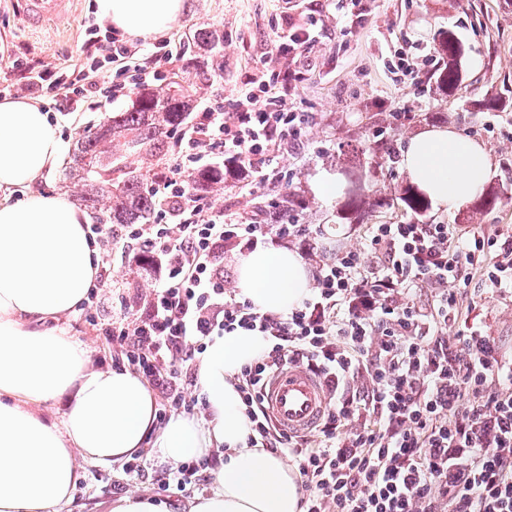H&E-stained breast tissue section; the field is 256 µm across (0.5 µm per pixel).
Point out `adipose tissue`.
Returning a JSON list of instances; mask_svg holds the SVG:
<instances>
[{
    "mask_svg": "<svg viewBox=\"0 0 512 512\" xmlns=\"http://www.w3.org/2000/svg\"><path fill=\"white\" fill-rule=\"evenodd\" d=\"M93 9L127 38L145 40L179 23L192 4L93 0ZM67 153L48 108L0 99V512H47L69 501L83 463L117 462L147 445L173 464L223 451L214 489L190 512H300L295 467L245 445L249 424L235 382L265 351L264 337L243 330L214 337L198 373L206 421L178 415L160 427L141 377L95 366L88 344L45 329L86 301L97 275L88 214L64 194L35 189ZM489 164L484 145L446 127L417 133L402 155L412 183L448 212L483 191ZM236 288L256 309L285 313L310 294L312 280L296 252L259 248L241 258ZM60 399L65 412L55 425L40 406Z\"/></svg>",
    "mask_w": 512,
    "mask_h": 512,
    "instance_id": "ef3b65f1",
    "label": "adipose tissue"
}]
</instances>
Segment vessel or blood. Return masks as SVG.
I'll return each mask as SVG.
<instances>
[{
  "label": "vessel or blood",
  "instance_id": "b4317fda",
  "mask_svg": "<svg viewBox=\"0 0 512 512\" xmlns=\"http://www.w3.org/2000/svg\"><path fill=\"white\" fill-rule=\"evenodd\" d=\"M71 0H20L19 14L27 25L38 26L66 14ZM267 402L274 423L292 431L312 429L328 404L324 381L300 368L274 375L267 387Z\"/></svg>",
  "mask_w": 512,
  "mask_h": 512
}]
</instances>
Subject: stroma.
Here are the masks:
<instances>
[{"label":"stroma","mask_w":512,"mask_h":512,"mask_svg":"<svg viewBox=\"0 0 512 512\" xmlns=\"http://www.w3.org/2000/svg\"><path fill=\"white\" fill-rule=\"evenodd\" d=\"M194 10L164 39L162 52L152 41L131 45L138 58H150L152 89L182 86L193 99V111L220 105L232 110L249 79L286 65V57L272 53L269 38L288 21L313 25L319 37L304 66V82L292 104L307 113L309 126L299 138L277 141L279 166L267 180L244 187L228 178L215 201L226 212L262 224L276 225L298 219L320 227L328 249L355 247L367 231L363 224L339 223L338 200L320 198L313 190L316 175L324 170L360 175L365 203L393 198L409 185L401 164L373 155L378 127H386L399 146L424 127H449L485 145L491 157L486 192L494 208H480L471 200L448 213L429 208L427 221L493 229L512 225V0H370L359 10L356 0H193ZM18 0H0V98L16 96L25 76L39 72L66 76L77 83V93L50 88L41 102L58 113L61 132L77 142L80 132L96 130L108 113L127 108L134 92L112 97L115 65L87 59L83 43L86 28L96 23L92 0H74L63 21L51 20L32 28L19 17ZM209 27L224 37V75L205 82L191 64L202 49L199 29ZM462 46L457 61L458 89L449 95L437 91L431 71L436 49L445 33ZM410 73L396 76L398 64ZM352 151H345V144ZM296 199L292 210L283 196ZM112 314L111 306L76 309L54 322L55 331L86 342L96 366L112 367L118 345L106 341L100 325ZM475 323L495 336L504 350H512V295L485 292L470 312ZM140 474L125 472V462L85 464L72 499L59 512H111L113 503L134 489L165 505L167 512H188L190 503L211 491L209 482L184 490H164L160 483L163 460L144 452Z\"/></svg>","instance_id":"1"}]
</instances>
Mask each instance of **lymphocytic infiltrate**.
<instances>
[{
    "label": "lymphocytic infiltrate",
    "mask_w": 512,
    "mask_h": 512,
    "mask_svg": "<svg viewBox=\"0 0 512 512\" xmlns=\"http://www.w3.org/2000/svg\"><path fill=\"white\" fill-rule=\"evenodd\" d=\"M301 76L288 68L248 81L230 112L205 107L180 135L154 223L90 225L99 273L88 298L109 278L113 242L122 259L150 260L144 313L130 316L119 298L107 336L157 389L162 420L190 410L185 372L212 337L266 338L236 385L246 445L295 464L301 512H512V355L464 314L473 282L512 290L511 224L490 233L414 218L369 225L361 246L316 262L311 295L285 314L224 287L225 252L251 251L272 232L305 238L310 228L243 223L192 192L185 175L218 153L243 179L274 171L277 139L309 126L288 105ZM291 365L328 386L311 438L280 430L267 411L268 379Z\"/></svg>",
    "instance_id": "f902f5d3"
}]
</instances>
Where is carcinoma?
<instances>
[{
    "label": "carcinoma",
    "instance_id": "1",
    "mask_svg": "<svg viewBox=\"0 0 512 512\" xmlns=\"http://www.w3.org/2000/svg\"><path fill=\"white\" fill-rule=\"evenodd\" d=\"M197 39L204 54L195 61L194 69L204 75L221 76L224 40L206 27L199 30ZM460 53V45L452 35L442 38L438 54L446 57L447 63L431 75L436 88L446 91L457 84L456 62ZM190 108L191 99L181 89L166 92L140 89L130 108L110 113L99 129L79 136L70 178L80 186L83 205L97 214L100 222L150 223L157 206L147 189V181L157 176V171L152 167L143 174H133L126 170L123 155L116 149L125 144L150 162L161 160L167 155L170 140ZM186 180L193 191L216 194L224 190V169L196 168L187 173ZM401 201L406 212L415 218L424 216L429 207L427 197L410 186L404 188ZM363 204L358 192L349 189L337 210V217L351 224L352 217L360 214Z\"/></svg>",
    "mask_w": 512,
    "mask_h": 512
}]
</instances>
